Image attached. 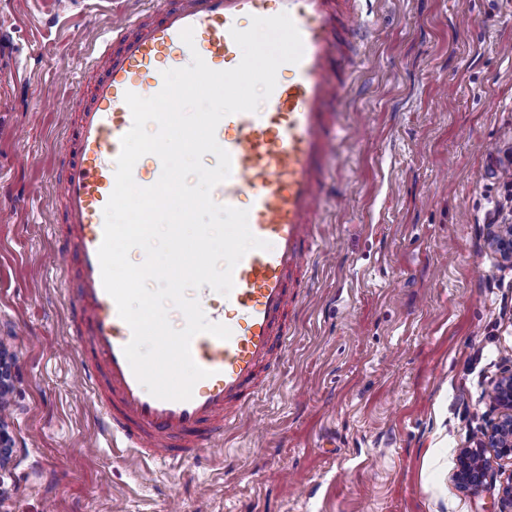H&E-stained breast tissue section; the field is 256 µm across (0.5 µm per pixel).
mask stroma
I'll list each match as a JSON object with an SVG mask.
<instances>
[{"label": "stroma", "instance_id": "1", "mask_svg": "<svg viewBox=\"0 0 512 512\" xmlns=\"http://www.w3.org/2000/svg\"><path fill=\"white\" fill-rule=\"evenodd\" d=\"M363 66L328 162L314 272L276 378L223 447L140 462L95 447L69 294L49 262L53 171L110 0H0V351L12 440L0 512H498V480L454 474L512 369V0H364ZM486 240L503 260L512 264V224H487Z\"/></svg>", "mask_w": 512, "mask_h": 512}]
</instances>
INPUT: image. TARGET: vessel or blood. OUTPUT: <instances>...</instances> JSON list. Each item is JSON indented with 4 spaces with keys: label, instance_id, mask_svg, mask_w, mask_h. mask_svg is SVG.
<instances>
[{
    "label": "vessel or blood",
    "instance_id": "1",
    "mask_svg": "<svg viewBox=\"0 0 512 512\" xmlns=\"http://www.w3.org/2000/svg\"><path fill=\"white\" fill-rule=\"evenodd\" d=\"M360 2L163 0L149 14L113 13L110 37L99 49L78 47L85 86L74 95L73 132L60 142L63 229L53 257L73 276L79 379L94 396L98 433L113 454L197 459L241 424L277 375L329 198L325 162L336 151L348 75L361 63L366 27ZM283 12L301 34L303 56L278 68L276 87L260 111L220 121L216 133L231 157V172L212 191L218 204L246 207L250 231L270 247L240 260L229 295L207 286L193 291L207 319L232 335H196L191 356L209 377L195 384L191 399L162 400L140 384L124 355L132 330L103 287L98 258L121 139L133 124L125 94L156 95L163 71L188 66L196 54L211 69L234 68L242 51L232 30H247L252 17ZM188 27L194 31L190 46L180 37Z\"/></svg>",
    "mask_w": 512,
    "mask_h": 512
}]
</instances>
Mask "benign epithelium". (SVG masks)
<instances>
[{
    "mask_svg": "<svg viewBox=\"0 0 512 512\" xmlns=\"http://www.w3.org/2000/svg\"><path fill=\"white\" fill-rule=\"evenodd\" d=\"M486 240L503 260L512 263V224L487 225ZM488 398L497 416L474 447L460 451L455 479L462 486L478 489L487 479L499 478L498 512H512V471L495 472L491 467L493 459L512 464V371L492 382Z\"/></svg>",
    "mask_w": 512,
    "mask_h": 512,
    "instance_id": "7a95c632",
    "label": "benign epithelium"
}]
</instances>
